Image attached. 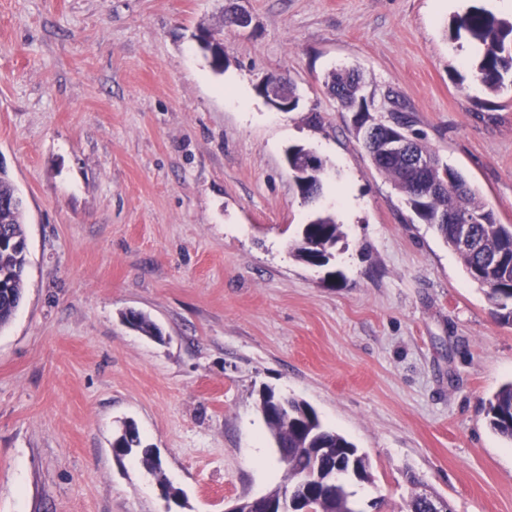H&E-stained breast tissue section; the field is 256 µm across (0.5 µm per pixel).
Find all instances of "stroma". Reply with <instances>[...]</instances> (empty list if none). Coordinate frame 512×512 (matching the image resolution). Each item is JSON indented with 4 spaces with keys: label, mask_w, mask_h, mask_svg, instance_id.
Segmentation results:
<instances>
[{
    "label": "stroma",
    "mask_w": 512,
    "mask_h": 512,
    "mask_svg": "<svg viewBox=\"0 0 512 512\" xmlns=\"http://www.w3.org/2000/svg\"><path fill=\"white\" fill-rule=\"evenodd\" d=\"M0 0V167L26 212L23 299L0 329V512H165L124 422L182 512L281 484L263 390L310 404L370 463L363 512L418 479L452 512H512V442L485 408L512 381V324L373 165L329 75L357 69L371 116L401 109L512 224V87L475 75L455 17L500 0ZM218 32L224 70L198 42ZM286 76L281 112L258 90ZM324 163L304 202L285 164ZM339 186L357 200L344 213ZM330 263L291 245L313 212ZM141 312L161 329L130 328ZM340 224L330 215H318L309 224H304L301 239L296 247V256L306 263L317 266L328 264L333 256L332 249L342 237ZM309 242H317L321 250L312 251ZM112 448L118 456L122 452V448H128V451L131 448H138L136 456L140 457L146 469L157 477L158 484L170 489L175 496L180 495V492L174 489L163 477L160 461L153 455L151 448L143 446L139 430L134 423L127 424L124 431L117 435Z\"/></svg>",
    "instance_id": "stroma-1"
}]
</instances>
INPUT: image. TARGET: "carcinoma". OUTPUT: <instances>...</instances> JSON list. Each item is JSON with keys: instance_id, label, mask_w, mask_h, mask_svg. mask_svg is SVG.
I'll return each mask as SVG.
<instances>
[{"instance_id": "obj_1", "label": "carcinoma", "mask_w": 512, "mask_h": 512, "mask_svg": "<svg viewBox=\"0 0 512 512\" xmlns=\"http://www.w3.org/2000/svg\"><path fill=\"white\" fill-rule=\"evenodd\" d=\"M466 35L482 46V55L475 64L480 82L489 90L498 92L512 83V20L473 7L457 17L453 35ZM358 73L350 70L335 72L328 84L329 90L342 108L355 113L357 129L370 128L382 135L392 125L409 130L408 117L395 112L388 123L370 120L367 103L354 99ZM377 170L390 178L402 195L406 206L426 224L432 225L449 248L457 254L470 278L486 292L487 299L496 308L500 319L512 322V224H500L494 212L471 188L466 178L446 165H437L425 175L411 170L403 158H385L375 163ZM323 162L304 171L297 183L303 200L317 198L322 190ZM468 209L482 212L489 223L472 225L473 235L479 248L462 250L455 246L454 227L437 224L435 217L442 212ZM0 233L13 240V245L0 248V328L7 325L16 312L23 296L25 270L28 264L27 243L24 232V211L0 209ZM342 237L341 225L330 215H318L303 225L296 256L306 263L317 266L328 264L332 249ZM279 396L271 390L261 394L259 410L274 439L279 461L285 466L283 482L267 493L273 497L281 488L298 484V479L315 463L313 453L318 448H329L331 453L320 457L321 468L330 472L336 468V459L354 461L351 480L371 479L367 457L345 436L326 428L316 411L305 401L288 400V414L277 410ZM486 414L491 428L501 437L512 441V383L503 386L487 402ZM112 448L119 454L124 448L137 449L148 471L157 477L165 488L171 485L163 477L159 459L150 448L143 445L139 430L133 423L126 425L117 435ZM300 485V484H298ZM301 500L300 509L311 512H362L354 492L348 484L316 488L300 485L296 494Z\"/></svg>"}]
</instances>
